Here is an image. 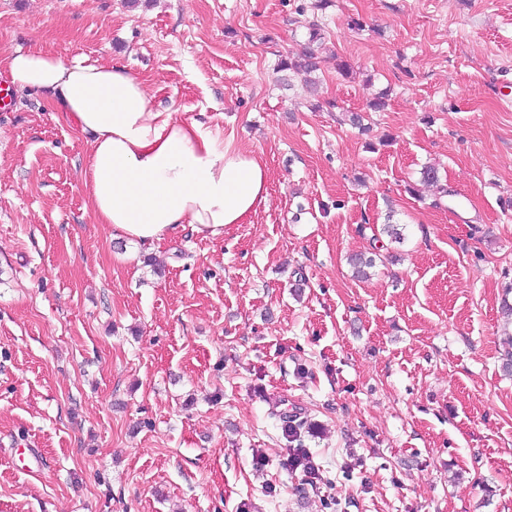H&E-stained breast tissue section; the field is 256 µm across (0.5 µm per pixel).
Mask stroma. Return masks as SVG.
Returning <instances> with one entry per match:
<instances>
[{"instance_id": "stroma-1", "label": "stroma", "mask_w": 512, "mask_h": 512, "mask_svg": "<svg viewBox=\"0 0 512 512\" xmlns=\"http://www.w3.org/2000/svg\"><path fill=\"white\" fill-rule=\"evenodd\" d=\"M315 2L0 0V56L124 65L269 172L223 235L114 239L0 70V512H512V0ZM313 21L314 95L279 68Z\"/></svg>"}]
</instances>
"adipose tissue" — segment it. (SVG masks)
<instances>
[{
    "label": "adipose tissue",
    "instance_id": "1",
    "mask_svg": "<svg viewBox=\"0 0 512 512\" xmlns=\"http://www.w3.org/2000/svg\"><path fill=\"white\" fill-rule=\"evenodd\" d=\"M0 65L86 137L83 191L113 237L153 246L185 226L215 237L266 202L263 159L219 144L203 121L156 110L125 67L67 63L32 48L14 49Z\"/></svg>",
    "mask_w": 512,
    "mask_h": 512
}]
</instances>
